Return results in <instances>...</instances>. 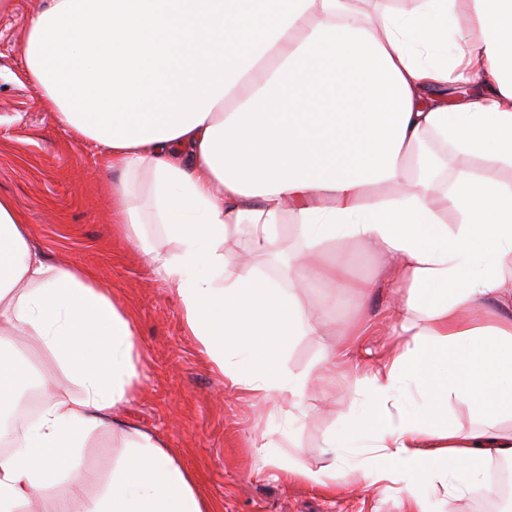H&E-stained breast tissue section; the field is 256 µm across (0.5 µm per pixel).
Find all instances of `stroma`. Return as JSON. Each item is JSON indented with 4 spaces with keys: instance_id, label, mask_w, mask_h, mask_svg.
<instances>
[{
    "instance_id": "35a3bbf8",
    "label": "stroma",
    "mask_w": 512,
    "mask_h": 512,
    "mask_svg": "<svg viewBox=\"0 0 512 512\" xmlns=\"http://www.w3.org/2000/svg\"><path fill=\"white\" fill-rule=\"evenodd\" d=\"M38 6L39 0H12L0 13V195L24 214L46 262L92 272L136 321L141 381L117 416L162 435L216 512H412L408 498L360 479L332 492L284 477L255 450L265 439L294 451L304 467L334 465L327 445L359 406L355 381L390 341L384 332L394 305L389 290L378 288L366 304L352 291L317 284L300 290L307 310L322 311V333L295 341L286 355L290 371L308 370L323 345L343 341L356 325L371 330L337 361L328 395H313L291 414L274 415L254 397L225 386L184 327L167 283L113 223V177L99 151L58 125L27 79L22 44ZM319 251L349 265L355 278L379 277L380 258L358 241L326 242ZM124 444L119 434L90 438L80 460L88 495L107 483Z\"/></svg>"
}]
</instances>
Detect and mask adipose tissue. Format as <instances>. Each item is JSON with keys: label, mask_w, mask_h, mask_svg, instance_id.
<instances>
[{"label": "adipose tissue", "mask_w": 512, "mask_h": 512, "mask_svg": "<svg viewBox=\"0 0 512 512\" xmlns=\"http://www.w3.org/2000/svg\"><path fill=\"white\" fill-rule=\"evenodd\" d=\"M22 52L46 111L119 172L117 223L231 387L301 406L315 375L291 372L285 355L319 326L298 279L365 298L373 282L318 247L352 238L384 259L395 341L356 381L354 427L328 446L359 463L312 470L266 442L264 463L325 489L383 483L431 512L420 487L475 494L490 462L512 460L500 426L512 419V0H414L373 17L355 0H45ZM458 82L484 92L460 98ZM432 141L481 168L442 188ZM289 222L301 244L285 282L232 248L246 237L273 259ZM144 224L163 237L145 242ZM18 336L80 392H44L35 420L9 430L0 512L51 489L65 512H213L163 439L113 414L140 382L135 321L86 269L47 263L0 198V415L31 379ZM453 401L477 423L450 418ZM99 431L127 441L90 497L80 456Z\"/></svg>", "instance_id": "1"}]
</instances>
